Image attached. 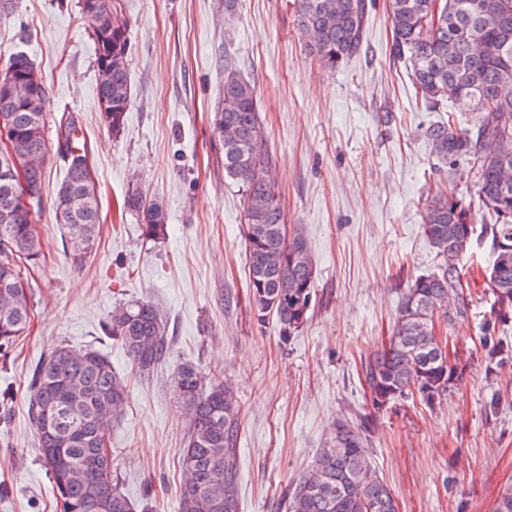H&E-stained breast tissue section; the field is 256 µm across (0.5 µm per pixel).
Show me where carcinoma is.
I'll use <instances>...</instances> for the list:
<instances>
[{
    "mask_svg": "<svg viewBox=\"0 0 512 512\" xmlns=\"http://www.w3.org/2000/svg\"><path fill=\"white\" fill-rule=\"evenodd\" d=\"M90 30L96 63L112 55V68H99L97 101L112 111L102 118L112 134L125 127L130 100L129 36L112 18V0H93ZM366 0H296L299 34L319 64L334 69L361 49ZM393 56L407 62L416 92L430 106L452 101L474 113L473 123L457 129L436 122L426 129L435 156L451 165L463 160L474 172L478 205L492 223L476 228L471 204L430 195L423 230L435 250L436 271L412 282L396 317L389 344L365 365L372 406L417 395L428 406L440 403L449 385L465 370L448 359L436 322L462 315L469 306L460 266L475 248L490 241L484 280L494 298L483 319L480 344L501 366L512 349L500 326L512 320V0H388ZM18 77L37 67L23 52L9 58ZM0 116L14 135V148L25 157L30 181L45 185L48 151L44 107L12 101L0 94ZM214 131L224 148V176L241 187L245 204L244 239L248 254L253 315L263 322L276 317L286 341L308 321L316 267L303 236L287 234L278 193L268 177L269 156L257 110L255 86L232 62L224 63V108L215 113ZM65 163L58 189L69 191L74 205L57 218L79 264L100 233L99 186L80 126L74 120L56 132ZM12 171L0 165V208L13 217L0 224V352H5L31 321V291L20 260L36 262L42 244L36 218L15 206ZM124 209L134 213L143 233L157 238L166 227L162 206L147 200L138 185L128 188ZM106 332L120 343L142 372L166 355V320L150 301L125 303L112 310ZM179 398L191 411L182 468L178 512H238L237 439L241 408L234 390L207 378L193 365L174 377ZM128 400L127 385L101 352L58 345L36 365L28 401L40 460L49 473L62 512H137L118 486L110 448L112 420ZM287 512H399L389 486L372 467L362 436L345 424L320 449L292 486Z\"/></svg>",
    "mask_w": 512,
    "mask_h": 512,
    "instance_id": "obj_1",
    "label": "carcinoma"
}]
</instances>
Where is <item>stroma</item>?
Here are the masks:
<instances>
[{"mask_svg": "<svg viewBox=\"0 0 512 512\" xmlns=\"http://www.w3.org/2000/svg\"><path fill=\"white\" fill-rule=\"evenodd\" d=\"M365 37L340 68L320 67L300 40L294 0H114L130 33L131 99L112 135L97 107L101 79L78 0H14L0 20V68L34 58L48 91L46 136L82 128L102 192V229L83 265L68 256L55 220L64 178L45 158L37 230L43 254L29 265L31 323L0 354V512H61L39 463L27 393L29 371L60 343L111 359L129 388L109 436L120 489L153 512H178L179 450L189 422L175 392L177 368L193 364L231 384L241 407L239 512H287L286 493L331 437L358 430L400 512H494L512 488V365L496 367L479 342L492 297L477 264H465L466 316L439 326L448 355L466 369L436 408L417 398L374 410L362 370L387 343L409 284L434 271L422 231L433 192L472 201L467 163L437 159L426 127L473 115L452 103L426 107L392 54L387 0H368ZM258 94L271 175L288 229L302 232L317 264L307 323L281 341L274 319L257 322L243 235L241 188L224 177L211 120L223 108L224 64ZM168 216L161 238L143 235L122 210L132 181ZM147 300L167 321L168 353L149 375L103 329L115 306ZM496 411H488L490 400Z\"/></svg>", "mask_w": 512, "mask_h": 512, "instance_id": "obj_1", "label": "stroma"}]
</instances>
